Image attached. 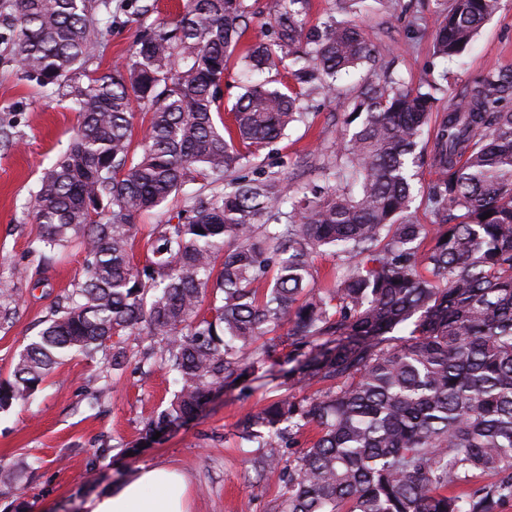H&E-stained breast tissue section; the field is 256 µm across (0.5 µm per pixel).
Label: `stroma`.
I'll use <instances>...</instances> for the list:
<instances>
[{
    "mask_svg": "<svg viewBox=\"0 0 512 512\" xmlns=\"http://www.w3.org/2000/svg\"><path fill=\"white\" fill-rule=\"evenodd\" d=\"M149 3L154 13L142 14ZM447 5L448 0H376L356 18L373 46L388 49L407 82L437 83L439 112L465 85L512 69V0H501L467 53L443 60L433 55V32ZM185 6L186 0H112L111 29L93 68L109 70L128 54L142 23L175 20ZM11 10L12 0H0V289H9L16 300L14 314L0 320V378L9 375L15 355L80 279L84 261L75 246L48 267L30 253L38 233L33 192L68 148L78 117L64 91L44 92L24 76L11 52L15 32L1 22ZM305 103L314 114L311 125L292 128L257 160L297 185L316 181L319 164L333 158L347 135L333 99L320 93ZM129 348L134 364L156 359L149 343L133 341ZM134 364L116 374L104 354L73 356L28 402L0 413V512H10L19 497L28 512H84L93 494L156 466L185 475L189 512H272L282 485L274 476L257 481L235 425L246 411L280 395L282 364L249 389L214 391L194 417L144 447L138 444L144 422L167 405L177 386L160 369L142 378Z\"/></svg>",
    "mask_w": 512,
    "mask_h": 512,
    "instance_id": "stroma-1",
    "label": "stroma"
}]
</instances>
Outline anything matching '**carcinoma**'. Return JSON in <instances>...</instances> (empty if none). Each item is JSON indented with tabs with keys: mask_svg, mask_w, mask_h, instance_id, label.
<instances>
[{
	"mask_svg": "<svg viewBox=\"0 0 512 512\" xmlns=\"http://www.w3.org/2000/svg\"><path fill=\"white\" fill-rule=\"evenodd\" d=\"M304 2L278 0L265 37L240 57L267 78L244 87L227 123L220 85L249 26L246 0H188L85 83L74 75L104 38L92 12L109 0H14L23 74L66 86L79 115L39 180L32 252L49 264L76 242L85 264L0 379V412L77 353L110 346L122 370V337L133 336L160 345L142 376L157 366L179 384L145 424L147 440L283 356L284 393L236 423L260 477L283 483L274 512H500L512 500V70L487 73L434 117L432 94L404 85L359 25L332 16L309 27ZM500 3L450 0L434 54L462 55ZM364 63L379 66L378 80L336 94L337 78ZM286 69L293 88L271 86ZM308 90L337 96L355 125L324 182L298 191L274 172L239 175L310 122ZM136 107L149 114L139 148ZM424 165L435 174L430 224L411 211ZM194 184L135 265L136 218ZM325 251L340 270L332 288L317 286L313 266ZM478 473L494 481L470 486Z\"/></svg>",
	"mask_w": 512,
	"mask_h": 512,
	"instance_id": "cac0c4a2",
	"label": "carcinoma"
}]
</instances>
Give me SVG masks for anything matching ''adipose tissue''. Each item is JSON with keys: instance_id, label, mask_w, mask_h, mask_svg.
<instances>
[{"instance_id": "obj_1", "label": "adipose tissue", "mask_w": 512, "mask_h": 512, "mask_svg": "<svg viewBox=\"0 0 512 512\" xmlns=\"http://www.w3.org/2000/svg\"><path fill=\"white\" fill-rule=\"evenodd\" d=\"M181 475L155 467L123 485L102 491L86 504L88 512H186Z\"/></svg>"}]
</instances>
